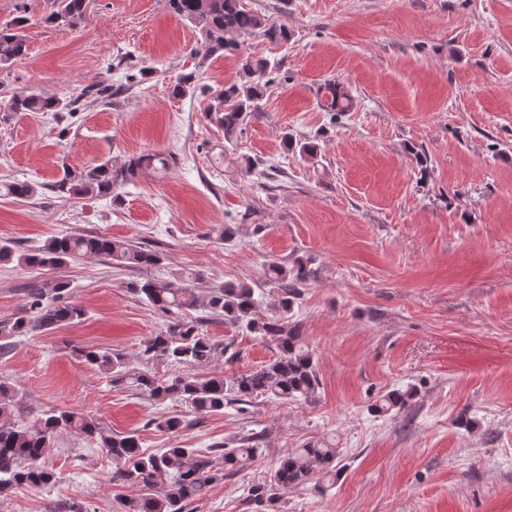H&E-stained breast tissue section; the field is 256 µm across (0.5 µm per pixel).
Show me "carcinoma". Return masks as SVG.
Wrapping results in <instances>:
<instances>
[{"mask_svg": "<svg viewBox=\"0 0 512 512\" xmlns=\"http://www.w3.org/2000/svg\"><path fill=\"white\" fill-rule=\"evenodd\" d=\"M169 8L196 29L206 54L232 55L239 49L236 37L258 35L271 43L286 44L288 27L247 8L243 0H168ZM87 0H54L47 21L74 28L83 18ZM29 18L20 15L0 26V65H8L28 51L27 36L22 33ZM278 63L250 55L238 58L239 78L224 83L216 91L208 113L224 127L230 140L248 119L262 110L264 79L271 78ZM196 74H179L172 85V96L194 95ZM317 97L330 119L351 111L352 97L336 82L319 85ZM70 106L54 97L27 91L14 93L0 102V112H62ZM168 165L161 154L140 155L129 160L119 171L108 162L87 169L67 170L57 185L60 192L94 197L112 195V189L133 179L148 168ZM4 194L32 198L38 187L27 181H13L0 186ZM100 256L118 267L149 268L164 262L163 253L105 236L64 234L54 236L30 252H20L6 242L0 243V263L61 269L72 260ZM268 280L277 284L271 302L273 315L261 319L256 315L259 298L254 288L245 283L228 282L211 287L205 299L195 289L177 280L147 278L131 284L130 290L146 305L170 316L173 322L164 333L143 342L140 360L147 364L163 361L182 373L162 378L152 372L130 368L125 354L118 351L77 347L74 354L84 365L97 370L113 386L125 385L137 394L157 402L177 399L194 412L219 414L227 406L246 410L253 399L269 397L282 400L308 401L320 388L313 352L304 343L298 327L291 322L307 280L302 262L293 266L271 261L266 268ZM70 283L58 277L49 286L35 285L27 289L23 312L0 320V349H7L16 339L35 331H48L57 326L77 324L86 310L71 301ZM204 302L208 315L245 329L256 338L269 342L276 356L249 373L234 377L222 374L197 375L193 369L226 359V347L200 330V322L186 317L185 311ZM415 391L392 390L371 405L376 413H389L412 404ZM27 409L23 397L6 378H0V496L18 487H47L57 482L56 472L45 462V454L53 439L63 431H77L96 442L98 448L115 464L116 476L139 485L141 493L121 502L122 512H186L190 502L204 494L213 484L236 474L261 452V434L253 432L230 447L223 443L214 449L223 452L224 469L214 468L212 461L195 448L174 445L146 453L135 432L114 433L98 418L74 410L47 408L35 411L34 421L21 420ZM339 448L333 438L310 441L288 452L270 478L251 485L248 503L255 512H277L278 504L289 490L304 486L318 474L336 475Z\"/></svg>", "mask_w": 512, "mask_h": 512, "instance_id": "obj_1", "label": "carcinoma"}]
</instances>
